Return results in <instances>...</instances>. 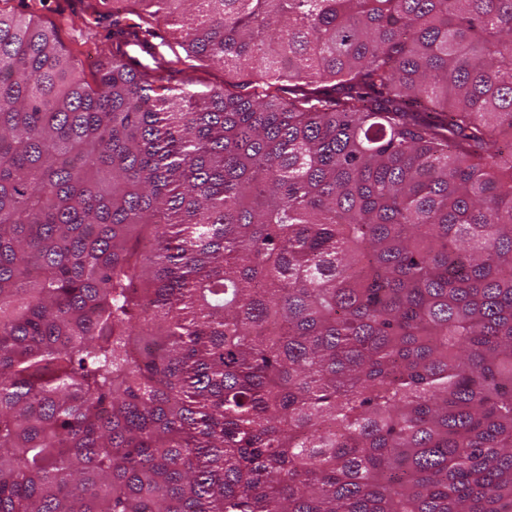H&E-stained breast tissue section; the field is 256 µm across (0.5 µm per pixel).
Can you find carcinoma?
Here are the masks:
<instances>
[{"instance_id": "obj_1", "label": "carcinoma", "mask_w": 512, "mask_h": 512, "mask_svg": "<svg viewBox=\"0 0 512 512\" xmlns=\"http://www.w3.org/2000/svg\"><path fill=\"white\" fill-rule=\"evenodd\" d=\"M125 1L0 6V512H512V0ZM65 0H44L37 11V20L44 26L55 24L59 31V39L63 45L76 57L78 72L91 81L90 73L95 72L100 63L110 57L112 39H108L107 31L97 28L93 35L86 37L88 27L84 25L82 18L92 21L89 16L78 13L73 16L74 24L60 23L58 7L65 6ZM83 33V37L80 34ZM85 41V43L83 42ZM196 75L200 77L201 82H197L192 86L181 85V76L177 75L174 79L170 80L171 86H176L185 90V92H203L212 87H220L224 84V72L211 66L204 64L198 67Z\"/></svg>"}]
</instances>
